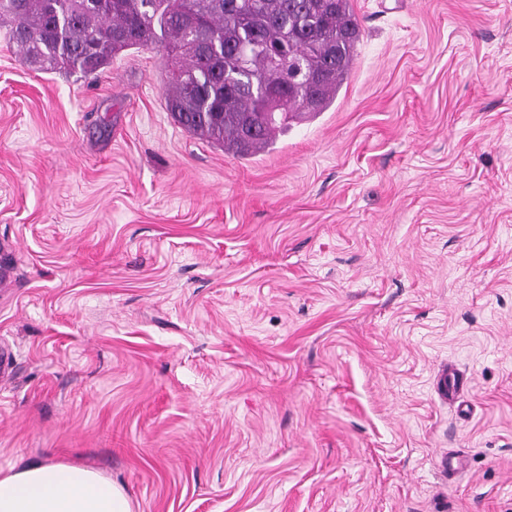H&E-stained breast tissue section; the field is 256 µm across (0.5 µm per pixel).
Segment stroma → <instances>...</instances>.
I'll return each mask as SVG.
<instances>
[{"instance_id": "obj_1", "label": "stroma", "mask_w": 512, "mask_h": 512, "mask_svg": "<svg viewBox=\"0 0 512 512\" xmlns=\"http://www.w3.org/2000/svg\"><path fill=\"white\" fill-rule=\"evenodd\" d=\"M353 6L333 104L251 158L174 122L164 46L42 71L0 24V470L135 512H512V0ZM0 512H133L124 490L98 471L32 461L0 471Z\"/></svg>"}]
</instances>
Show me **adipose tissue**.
Segmentation results:
<instances>
[{
	"label": "adipose tissue",
	"mask_w": 512,
	"mask_h": 512,
	"mask_svg": "<svg viewBox=\"0 0 512 512\" xmlns=\"http://www.w3.org/2000/svg\"><path fill=\"white\" fill-rule=\"evenodd\" d=\"M0 512H133L124 490L98 471L33 461L0 471Z\"/></svg>",
	"instance_id": "1"
}]
</instances>
